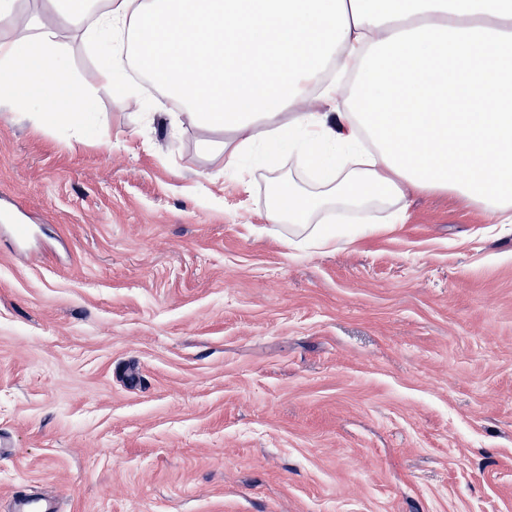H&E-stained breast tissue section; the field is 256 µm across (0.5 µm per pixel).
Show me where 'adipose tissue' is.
Listing matches in <instances>:
<instances>
[{"instance_id":"1","label":"adipose tissue","mask_w":512,"mask_h":512,"mask_svg":"<svg viewBox=\"0 0 512 512\" xmlns=\"http://www.w3.org/2000/svg\"><path fill=\"white\" fill-rule=\"evenodd\" d=\"M65 21L82 44L116 45L68 87L73 124L130 65L180 122L217 134L225 167L293 136L321 176L281 182L264 219L317 250L339 239L330 214L379 208L401 224L413 191L512 224V0H47L0 42V84L60 79ZM313 96L344 109L307 111Z\"/></svg>"}]
</instances>
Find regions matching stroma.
<instances>
[{
    "label": "stroma",
    "instance_id": "35a3bbf8",
    "mask_svg": "<svg viewBox=\"0 0 512 512\" xmlns=\"http://www.w3.org/2000/svg\"><path fill=\"white\" fill-rule=\"evenodd\" d=\"M132 86L78 126L0 105V512H512V224L418 193L290 246L298 153L224 170ZM12 512H59L54 498L31 497L17 494L13 499Z\"/></svg>",
    "mask_w": 512,
    "mask_h": 512
}]
</instances>
